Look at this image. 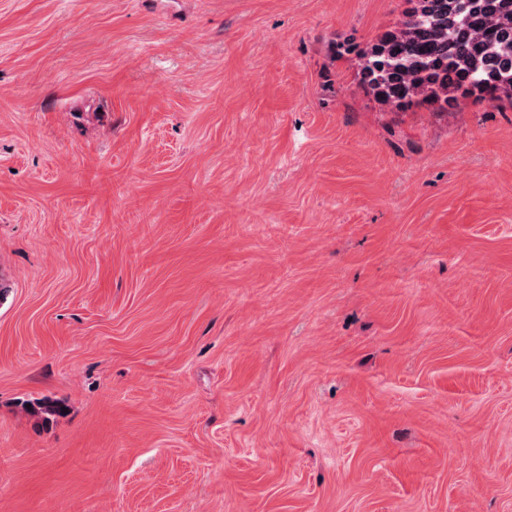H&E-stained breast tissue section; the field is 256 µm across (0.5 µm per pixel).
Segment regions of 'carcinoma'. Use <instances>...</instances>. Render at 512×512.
<instances>
[{
    "label": "carcinoma",
    "mask_w": 512,
    "mask_h": 512,
    "mask_svg": "<svg viewBox=\"0 0 512 512\" xmlns=\"http://www.w3.org/2000/svg\"><path fill=\"white\" fill-rule=\"evenodd\" d=\"M407 2L404 18L359 52L366 89L399 109L512 99V0Z\"/></svg>",
    "instance_id": "1"
}]
</instances>
